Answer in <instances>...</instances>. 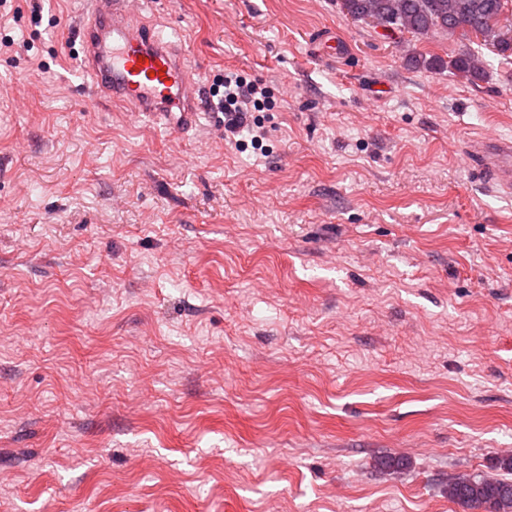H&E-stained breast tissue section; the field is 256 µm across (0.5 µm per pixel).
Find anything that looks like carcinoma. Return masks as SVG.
Masks as SVG:
<instances>
[{
    "mask_svg": "<svg viewBox=\"0 0 512 512\" xmlns=\"http://www.w3.org/2000/svg\"><path fill=\"white\" fill-rule=\"evenodd\" d=\"M341 8L356 21L387 27L392 35L407 33L428 40L473 35L498 56L512 55V36H506L504 25L507 0H341ZM410 62L426 69L448 68L472 79L485 73L483 56L471 48L448 61L422 56ZM499 468L510 476L480 472L448 477V497L466 512L482 507L487 512H512V461H500Z\"/></svg>",
    "mask_w": 512,
    "mask_h": 512,
    "instance_id": "1",
    "label": "carcinoma"
}]
</instances>
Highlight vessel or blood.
Returning <instances> with one entry per match:
<instances>
[{
	"mask_svg": "<svg viewBox=\"0 0 512 512\" xmlns=\"http://www.w3.org/2000/svg\"><path fill=\"white\" fill-rule=\"evenodd\" d=\"M82 68L98 91L150 121L182 133L202 117L200 84L175 45L142 16L138 0H91L83 23ZM495 189L512 193V140L468 147Z\"/></svg>",
	"mask_w": 512,
	"mask_h": 512,
	"instance_id": "b4317fda",
	"label": "vessel or blood"
}]
</instances>
